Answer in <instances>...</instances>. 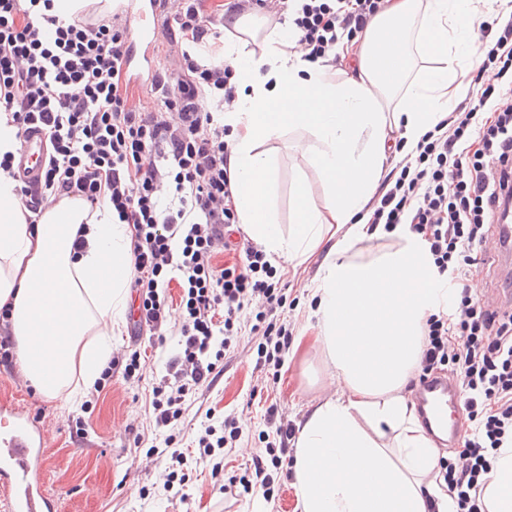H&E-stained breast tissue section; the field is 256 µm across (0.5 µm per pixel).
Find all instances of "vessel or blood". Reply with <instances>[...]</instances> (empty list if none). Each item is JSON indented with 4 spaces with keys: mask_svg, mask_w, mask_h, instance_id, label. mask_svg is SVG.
<instances>
[{
    "mask_svg": "<svg viewBox=\"0 0 512 512\" xmlns=\"http://www.w3.org/2000/svg\"><path fill=\"white\" fill-rule=\"evenodd\" d=\"M125 16L137 30V44L151 43L159 35L154 18L162 10L160 0H127ZM48 151L42 133L31 132L24 138L17 165L23 179L40 175L47 163ZM422 402L431 403L426 419L430 428L448 423L449 412H461L459 381L456 377L431 375L420 380ZM45 432L35 416L13 401H0V504L6 512H54L55 501L34 476L35 463L43 456Z\"/></svg>",
    "mask_w": 512,
    "mask_h": 512,
    "instance_id": "b4317fda",
    "label": "vessel or blood"
}]
</instances>
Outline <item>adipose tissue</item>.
Instances as JSON below:
<instances>
[{
	"label": "adipose tissue",
	"instance_id": "adipose-tissue-1",
	"mask_svg": "<svg viewBox=\"0 0 512 512\" xmlns=\"http://www.w3.org/2000/svg\"><path fill=\"white\" fill-rule=\"evenodd\" d=\"M474 1L389 0L341 79L295 53L290 30L263 35L252 19L238 20L220 49L237 84L223 120L240 224L291 262L327 248L313 296L342 394L298 425L294 475L303 512L452 508L446 486L427 480L435 449L402 394L421 353L422 323L448 293L436 285L425 241L406 226L395 230L402 246L378 260L347 254L370 235L367 205L393 140L415 151L465 93L459 70L481 65L463 30ZM287 129L314 135L315 176L298 180L284 232L270 206L276 168L265 145ZM316 182L326 191L321 209L311 199ZM82 226L87 245L77 250ZM131 273L130 228L116 212L67 199L29 227L14 180L0 170V306H12L22 369L42 394L64 391L73 400L94 383L112 351V328L125 319ZM484 503L487 512H512V448L497 454Z\"/></svg>",
	"mask_w": 512,
	"mask_h": 512
}]
</instances>
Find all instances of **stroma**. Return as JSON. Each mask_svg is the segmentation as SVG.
I'll list each match as a JSON object with an SVG mask.
<instances>
[{"mask_svg":"<svg viewBox=\"0 0 512 512\" xmlns=\"http://www.w3.org/2000/svg\"><path fill=\"white\" fill-rule=\"evenodd\" d=\"M305 130H287L268 143L277 179L272 206L281 229H288L293 187L299 171L309 170L298 143L312 142ZM324 251L295 267L277 256L269 262L295 304L292 344L278 373L257 367L258 339L249 330L234 337L224 356V372L210 388L191 398L184 419L169 429L155 428L152 387L164 375V355L149 357L140 381H125L121 373L106 380L98 395L83 392L80 400L41 395L22 373L0 366V398L10 397L35 412L43 425L48 450L34 472L57 498V512H302L294 485H287L276 504L262 495L236 487L224 494L223 484L241 475L255 454L264 449L258 433L264 430L267 403L281 404L289 420L299 422L308 411L336 398L339 387L330 378V361L317 340L318 319L312 297L314 278ZM214 424L235 419L242 435L221 456L223 470L213 475L211 462L200 459L195 442L206 413ZM180 433L187 462L173 467L169 455L158 453L168 432ZM184 477L187 500L168 496L163 484L169 471Z\"/></svg>","mask_w":512,"mask_h":512,"instance_id":"stroma-1","label":"stroma"}]
</instances>
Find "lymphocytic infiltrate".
I'll return each mask as SVG.
<instances>
[{"label":"lymphocytic infiltrate","instance_id":"obj_1","mask_svg":"<svg viewBox=\"0 0 512 512\" xmlns=\"http://www.w3.org/2000/svg\"><path fill=\"white\" fill-rule=\"evenodd\" d=\"M53 0H0V113L18 134L40 129L49 144L42 177L20 183L27 223L47 205L78 198L112 207L131 230L136 335L178 337V351L153 388V421L181 418L186 396L223 370L224 351L245 309L258 306L251 333L259 335L257 366H280L291 346L287 299L272 265L248 241H232L236 222L230 145L219 116L236 98L235 70L203 55L213 21L205 0H166V55L145 81L152 105L135 108L128 67L129 38L119 14L60 21ZM387 0H229L226 12H253L290 21L306 61L336 65L340 39L362 37ZM487 52L472 92L449 111L399 164L373 203L372 223L394 231L408 224L426 241L438 276L461 286L452 317L430 314L422 325V375L453 366L472 424L454 459L437 473L457 512H486L492 458L512 447V313H495L462 283L512 212V105L497 81L512 78V19L474 20ZM490 117H483V110ZM476 150H468L470 141ZM239 252V264L220 267L219 254ZM180 273L179 303L164 292ZM264 423L275 435L239 478L275 501L271 469L292 463L294 427L277 404Z\"/></svg>","mask_w":512,"mask_h":512}]
</instances>
